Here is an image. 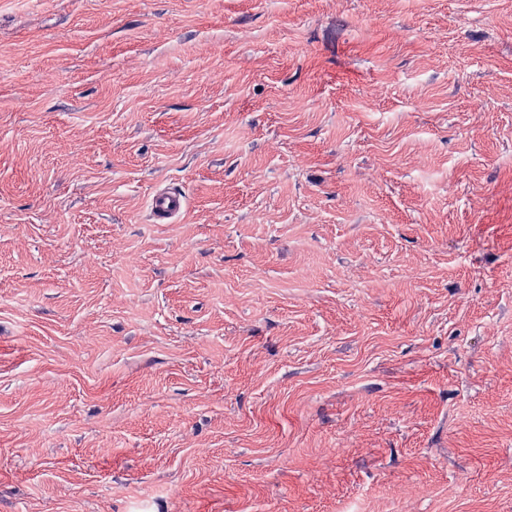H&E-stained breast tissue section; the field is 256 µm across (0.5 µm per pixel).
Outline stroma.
I'll return each instance as SVG.
<instances>
[{
  "label": "stroma",
  "mask_w": 512,
  "mask_h": 512,
  "mask_svg": "<svg viewBox=\"0 0 512 512\" xmlns=\"http://www.w3.org/2000/svg\"><path fill=\"white\" fill-rule=\"evenodd\" d=\"M0 512H512V0H0ZM186 200L177 192L160 189L151 199V210L160 224H169L179 219L186 211Z\"/></svg>",
  "instance_id": "1"
}]
</instances>
